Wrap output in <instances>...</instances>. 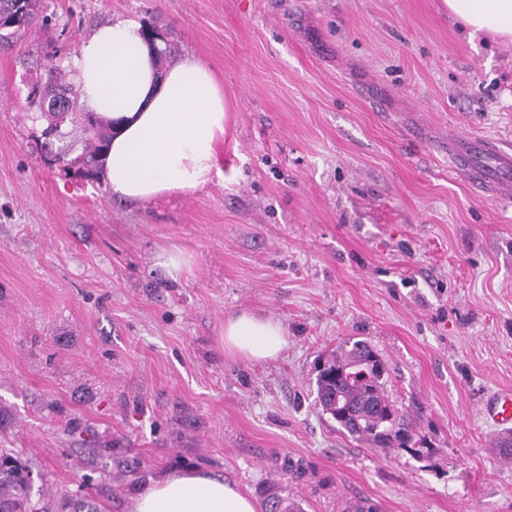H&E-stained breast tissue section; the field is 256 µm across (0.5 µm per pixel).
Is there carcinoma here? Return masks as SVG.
<instances>
[{
    "mask_svg": "<svg viewBox=\"0 0 512 512\" xmlns=\"http://www.w3.org/2000/svg\"><path fill=\"white\" fill-rule=\"evenodd\" d=\"M26 11L19 24L0 32V40L7 41L19 31L32 25L38 16L40 0H27ZM109 132L98 130L85 133L86 147L90 154L99 158L107 146ZM370 347L365 341H356L351 348L327 357L330 368H338ZM378 369L368 382H352L336 385L331 379L319 373L316 377V402L322 413L329 415L339 427L350 436L380 448H386L392 441L407 447L402 436L414 437V426L409 417L398 411L386 393L387 370L381 359H376ZM26 486L18 475V468L0 469V512H49L43 506L26 510Z\"/></svg>",
    "mask_w": 512,
    "mask_h": 512,
    "instance_id": "carcinoma-1",
    "label": "carcinoma"
}]
</instances>
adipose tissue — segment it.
I'll return each mask as SVG.
<instances>
[{"instance_id":"adipose-tissue-1","label":"adipose tissue","mask_w":512,"mask_h":512,"mask_svg":"<svg viewBox=\"0 0 512 512\" xmlns=\"http://www.w3.org/2000/svg\"><path fill=\"white\" fill-rule=\"evenodd\" d=\"M470 34L512 40V0H443ZM159 45L142 26L114 18L96 29L72 61L77 106L109 124L101 168L113 198L147 202L203 188L217 171L224 138V89L212 69L187 57L159 70ZM288 332L279 320L244 311L224 324L235 358H276ZM130 512H256L233 482L195 469L174 471L131 499Z\"/></svg>"}]
</instances>
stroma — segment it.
Listing matches in <instances>:
<instances>
[{
  "label": "stroma",
  "instance_id": "stroma-1",
  "mask_svg": "<svg viewBox=\"0 0 512 512\" xmlns=\"http://www.w3.org/2000/svg\"><path fill=\"white\" fill-rule=\"evenodd\" d=\"M165 35L224 87L220 176L148 202L87 179L80 119L51 161L48 61L70 71L112 18ZM512 146V41L443 0H44L0 45V448L52 512H129L176 467L265 512H512V462L481 414L512 389V199L455 172L456 136ZM177 249L189 270L156 264ZM261 311L276 359L227 356ZM370 342L428 454L381 450L315 405L318 358ZM287 336L279 320L243 311L224 323V352L249 361L274 359L287 344Z\"/></svg>",
  "mask_w": 512,
  "mask_h": 512
}]
</instances>
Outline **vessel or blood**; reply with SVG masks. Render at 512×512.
<instances>
[{
	"instance_id": "1",
	"label": "vessel or blood",
	"mask_w": 512,
	"mask_h": 512,
	"mask_svg": "<svg viewBox=\"0 0 512 512\" xmlns=\"http://www.w3.org/2000/svg\"><path fill=\"white\" fill-rule=\"evenodd\" d=\"M455 167L473 185L492 197L512 196V151L487 139L460 138L454 157ZM487 420L498 428L512 431V389L494 393L484 404Z\"/></svg>"
}]
</instances>
